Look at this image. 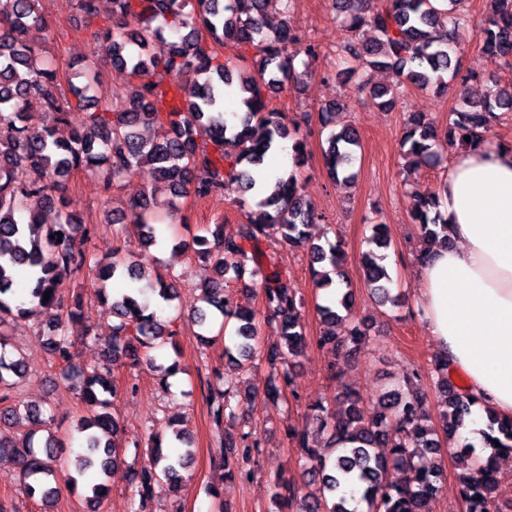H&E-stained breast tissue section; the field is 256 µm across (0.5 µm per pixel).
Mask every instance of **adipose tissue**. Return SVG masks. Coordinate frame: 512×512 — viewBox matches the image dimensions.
<instances>
[{"mask_svg": "<svg viewBox=\"0 0 512 512\" xmlns=\"http://www.w3.org/2000/svg\"><path fill=\"white\" fill-rule=\"evenodd\" d=\"M440 212L451 242L414 273L415 305L465 390L512 417V147L492 141L455 154Z\"/></svg>", "mask_w": 512, "mask_h": 512, "instance_id": "ef3b65f1", "label": "adipose tissue"}]
</instances>
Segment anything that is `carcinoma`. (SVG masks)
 I'll list each match as a JSON object with an SVG mask.
<instances>
[{
	"instance_id": "cac0c4a2",
	"label": "carcinoma",
	"mask_w": 512,
	"mask_h": 512,
	"mask_svg": "<svg viewBox=\"0 0 512 512\" xmlns=\"http://www.w3.org/2000/svg\"><path fill=\"white\" fill-rule=\"evenodd\" d=\"M336 0L342 24L352 33L369 26L374 38L352 41L344 50L363 69H394L405 82L426 89L460 81L461 102L448 114L440 131L417 112L408 114L402 146L412 165L433 166L438 155L433 142L442 137L448 144L469 150L481 147L499 112H512V86H502L482 101L469 100L467 84L476 80L461 74L456 50L454 5L445 0ZM269 0H112L115 23L100 32L104 57L116 77L130 87L118 106L106 104L88 111L91 87L70 84L63 89L55 70L44 62L28 40L31 30L44 26L41 0H0V457H10L19 470L23 493L40 499L46 512L54 505L60 477L73 486L86 470L98 472V482L85 487L83 500L88 512H99L108 492L105 477L121 461L118 428L108 412L116 392L112 363L120 359L131 371L147 365L162 369L150 352L170 346L179 354L175 340L177 318L147 312L131 295L110 294L107 282L124 279L133 287L145 278L147 264L138 255L115 249L112 256L97 262L84 245L96 231L66 210V180L78 169L105 168L107 186L119 182L136 169L149 165L156 185L147 193L152 199L161 190L177 197L190 192L199 197L221 194L224 182L239 187L241 202L248 205L246 220L234 237H225L220 227L210 235H195L186 243L194 255L211 264L213 275L199 283L202 299L221 317L218 333L230 331L229 358L257 354L261 327L257 314L236 310L224 297L227 281L262 276L261 294L268 318L276 321L280 343L265 354L270 370L261 387L240 393L217 391L210 395L213 419L224 440V471L229 479H246L250 472L231 466L237 456L249 461L260 452L261 441L249 430H235L240 404L260 398L278 403L286 391L297 394L288 362L308 348L302 322L303 301L290 279L277 267L261 269L260 244L276 234L290 247L306 246L312 261L315 285L327 288L341 271L343 251L339 243L328 246L309 240L306 227L320 220L315 206L299 193L292 172L276 178L271 189L258 194L247 167L264 162L277 140L292 141L296 165L304 162L306 139L298 137L299 124L288 126L285 113L273 104L272 93L299 81L302 73L294 64L299 54L315 58L313 45L299 46L289 18L269 29L263 16ZM477 40L494 64L512 65V0H490V12L477 28ZM250 60L252 71L238 69ZM160 69L167 83H137L148 69ZM187 72L199 76L191 84L180 82ZM236 91L244 116L229 123L224 111L228 91ZM74 109L86 111L83 128L69 136L59 134L67 115ZM340 109L336 103L322 110V128L328 130L324 150L326 166L337 181L352 183L353 163L361 141L352 124L340 129L330 126L329 116ZM140 126L159 130L160 138L147 140L137 133ZM210 134V143L196 140L197 130ZM470 137L465 141L464 137ZM412 220L419 225L423 259L430 246L450 243L449 225L437 209L440 193L430 189L413 191ZM38 197L43 208L54 210L58 220L46 223L42 208L30 206ZM130 222L137 225L143 250L161 243L166 223L148 202L131 206ZM62 234L61 239L55 235ZM384 257L374 251L361 259L364 282L378 303L399 305L392 294V278ZM96 267L93 294L67 283L84 269ZM174 277L155 274L151 289L170 302L175 298ZM50 298L43 300L44 293ZM95 299L112 316L111 335L104 364L82 368L74 362V340L64 327L84 317V308ZM352 304L351 290L317 308L323 330L316 338L320 349L351 351L365 337L357 325L342 329L343 312ZM45 309L57 311V322L45 333L52 361L61 367L66 387L78 395L89 417L74 427L80 449L63 461L61 440L52 432V417L40 405L26 406L32 428L21 439L6 432L17 414L20 387L25 375L22 361L8 355L14 322L28 320ZM448 357H434L439 373L437 388L444 404L442 432L429 417L427 398L384 388L375 403L378 412L365 414L361 397L346 390L327 404L309 407L317 431L327 434L325 444L314 439L307 426L291 427L288 436L305 458V475L318 482L322 493H304L295 483L275 479V498L296 512H431L444 478L442 461L451 439L473 420L478 401L448 377ZM487 419L486 447L491 453L476 465H464L458 475L459 495L465 512H494L498 491L499 458L512 454V420L484 409ZM179 444L176 459L163 453L161 435L149 434L154 451L148 462L134 471L138 506L134 512H150L152 485L164 480L178 487V469L192 461L191 437L173 431Z\"/></svg>"
}]
</instances>
